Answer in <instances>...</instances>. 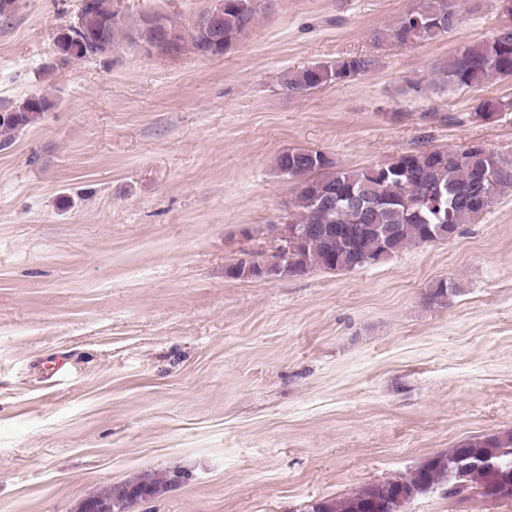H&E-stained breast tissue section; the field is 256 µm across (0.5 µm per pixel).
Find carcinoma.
<instances>
[{
  "mask_svg": "<svg viewBox=\"0 0 512 512\" xmlns=\"http://www.w3.org/2000/svg\"><path fill=\"white\" fill-rule=\"evenodd\" d=\"M116 0H83L71 36L56 35V52L65 61H86L109 54L123 40L130 46L158 47L167 55L165 42L177 53L190 51L201 57L218 56L257 21L259 0H213L209 23L200 30L183 28L163 17V25L150 27L143 19L128 25ZM509 17L492 37L458 49L438 69L448 91L475 88L492 77L512 76V0H497ZM459 0H420L419 5L375 29L373 41L400 45L421 44L448 36L462 21ZM376 60L353 55L332 64L304 67L288 75L285 85L293 94L305 95L333 82L370 73ZM51 106L44 96H32L16 106L0 108V144L36 122ZM275 166L286 177L296 169L304 179L296 184L295 223L300 226L342 224L368 231L358 237L357 251L341 249L322 232L297 239L282 256V263L264 277L301 276L313 269L352 271L385 261L421 244L451 238L462 224L486 212L497 195L512 191V160L502 158L482 144L459 149L432 148L411 151L389 164L348 170L318 150L293 148L281 152ZM456 283L441 279L432 286L437 300L456 295ZM175 485V476L141 475L108 488L100 498L112 505L105 512H126L133 498L157 496ZM449 485L479 489L491 498L512 499V433L473 438L429 458L408 477L367 486L346 497L325 499L312 512H392L388 503L399 493L417 497Z\"/></svg>",
  "mask_w": 512,
  "mask_h": 512,
  "instance_id": "cac0c4a2",
  "label": "carcinoma"
}]
</instances>
